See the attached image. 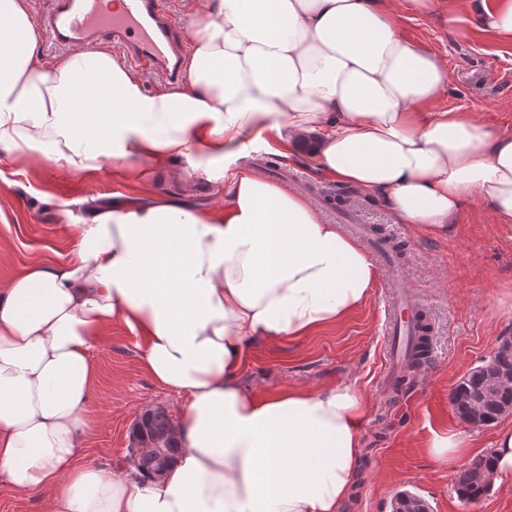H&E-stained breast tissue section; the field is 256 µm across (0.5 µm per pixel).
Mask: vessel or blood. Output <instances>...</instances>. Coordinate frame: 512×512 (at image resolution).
Listing matches in <instances>:
<instances>
[{
    "label": "vessel or blood",
    "instance_id": "obj_1",
    "mask_svg": "<svg viewBox=\"0 0 512 512\" xmlns=\"http://www.w3.org/2000/svg\"><path fill=\"white\" fill-rule=\"evenodd\" d=\"M49 2L41 27L57 48L93 51L109 47L132 68L162 73L174 83L183 80L182 46L165 0H120L115 12L104 9L103 0ZM349 231L355 237L368 238L370 253L394 293L396 311L387 325L391 346L383 377L384 384L393 386L403 373L411 337L421 333L419 308L401 286L405 265L393 245L379 237H367L363 224L350 225Z\"/></svg>",
    "mask_w": 512,
    "mask_h": 512
}]
</instances>
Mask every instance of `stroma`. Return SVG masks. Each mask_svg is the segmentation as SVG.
I'll return each instance as SVG.
<instances>
[{"label": "stroma", "instance_id": "35a3bbf8", "mask_svg": "<svg viewBox=\"0 0 512 512\" xmlns=\"http://www.w3.org/2000/svg\"><path fill=\"white\" fill-rule=\"evenodd\" d=\"M497 0H461L457 22L438 12H402L401 34L441 56L447 85L437 112H471L498 131L512 132V42L498 39L483 23L485 7ZM248 171L311 199L330 224H370L397 244L406 260L405 288L411 290L432 328L433 356L411 371L404 388L383 391L392 294L376 282L369 301L343 322L301 338L253 343L241 380L259 392L292 382L308 388L355 384L367 404L363 448L342 512H392L396 496L423 497L430 512H512V488H490L467 502L457 477L469 459L489 454L499 429L512 427V412L494 423L460 420L450 397L459 380L512 337V226L498 224L481 200L464 204L447 235L396 223L382 202L349 186L315 177L306 160L284 162L258 147L227 164L221 178L186 169L184 163L153 172L148 181L104 174L93 179L50 171L23 162L0 163V281L23 273L36 259L62 264L72 256V238L58 224L62 205L83 212L88 198L107 204L113 195L183 197L212 204L217 192ZM341 205H332L334 197ZM138 338L116 326L103 338L95 361L90 415L106 416L78 456L82 465L122 458L129 428L146 409L161 406L169 416L182 396L159 388L145 372ZM466 434L468 458L435 462L424 447L431 430Z\"/></svg>", "mask_w": 512, "mask_h": 512}]
</instances>
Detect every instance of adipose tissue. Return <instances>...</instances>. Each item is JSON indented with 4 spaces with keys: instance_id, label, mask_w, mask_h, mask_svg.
Here are the masks:
<instances>
[{
    "instance_id": "ef3b65f1",
    "label": "adipose tissue",
    "mask_w": 512,
    "mask_h": 512,
    "mask_svg": "<svg viewBox=\"0 0 512 512\" xmlns=\"http://www.w3.org/2000/svg\"><path fill=\"white\" fill-rule=\"evenodd\" d=\"M391 0H188V83L145 90L110 52L37 51L26 0H0V160L142 179L181 160L217 178L249 144L283 157L312 136L318 176L447 234L477 198L512 223V133L431 112L447 68L405 39ZM72 262L0 282V483L43 512H340L363 447L353 385L260 393L257 340L343 321L375 269L310 200L242 172L201 209L161 197L66 210ZM141 338L143 365L186 399L176 466L77 465L100 338Z\"/></svg>"
}]
</instances>
